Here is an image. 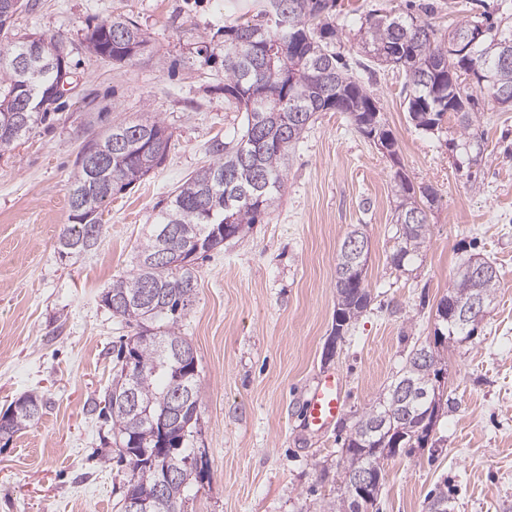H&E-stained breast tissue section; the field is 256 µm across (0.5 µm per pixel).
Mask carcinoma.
<instances>
[{
  "instance_id": "1",
  "label": "carcinoma",
  "mask_w": 512,
  "mask_h": 512,
  "mask_svg": "<svg viewBox=\"0 0 512 512\" xmlns=\"http://www.w3.org/2000/svg\"><path fill=\"white\" fill-rule=\"evenodd\" d=\"M335 0H263L264 24L240 18L224 27V99L236 104L244 113V126L237 143L229 147L216 140L212 144L215 161L187 178L174 192L166 207L137 251V270L121 277L102 296L112 315L133 320L139 327L134 338L120 345L116 373L104 404L94 403L99 414L112 418L115 447L130 466L127 492L141 498L154 496L155 469L166 459H151L161 440L170 444L182 442L173 453L172 466L181 469L178 479L166 488L159 512H170L187 489L191 478L204 479L197 465H186L192 426L198 420L201 394L198 384L197 359L191 343L177 331L179 320L186 315L197 294L195 261L206 256L205 245L215 249L221 240L215 238V227L233 230L258 222L275 201L284 185L288 167V151L303 137L318 112H345L356 130L370 140H386L391 153H396L395 140L382 124L376 100L359 80L349 73L348 63L338 51L330 49L327 39L335 35L333 25L322 21ZM15 12L0 10V147L8 146L35 124L56 110L57 101L44 109H26L24 86L31 75L13 65L14 57L32 49V35L13 32ZM96 26L88 36L95 53H105L115 63L136 60L144 52L147 40L136 23L121 15ZM484 28L480 41L484 46L476 53L477 64L490 72L494 81L479 88L493 102L500 103L499 91H512V62L504 65L500 56L512 57V28L504 31L490 22L487 13L466 15L448 33H437L433 26L412 16L393 18L371 14L361 24L362 46L369 58L405 70L411 87L408 102L410 119L415 126L431 130L442 122L448 106L457 119L459 139L451 142L452 150L469 162L484 161V151L473 126L470 105L472 95L464 90V66L448 56V42ZM132 29L137 39L130 43L124 32ZM499 45H494V42ZM68 74L67 62H58L39 72L37 81L53 84ZM14 123L10 135L1 132L6 116ZM156 137L154 152L144 159L132 154L114 156L106 176L112 180L108 192L86 179L84 170L69 188V199L82 201L84 208L72 215L73 223L63 229L58 240L59 258L92 250L102 233V206L115 191H121L146 176L165 158L170 133L158 120L113 125L91 144L100 150L109 139L122 135L128 149H136L144 132ZM394 182L402 197L398 206V247L390 256L391 263L401 268L419 256L427 234V217L420 220L410 213L421 209L420 202L434 203L435 190L430 186L415 188L401 172ZM184 253L189 259L180 266L166 267L147 263L161 250ZM484 265L490 273L468 277L456 272L448 289L450 298L481 296L495 299L499 282L496 267ZM337 304L334 331L344 336L349 324L366 311L370 292L365 285L364 268L356 267L353 258L340 248L336 259L335 280ZM413 350L401 375L391 383L388 394L378 405L364 412L344 439L343 470L339 495L328 501L323 512H368L377 499L384 480V461L417 446L424 447L438 418V410L419 408L407 417L399 395L407 382L432 388L440 375L439 353L430 350V359L419 358ZM134 388L138 409L121 400L128 388ZM46 406L44 397L29 393L13 402L0 415V441L10 439L39 420ZM377 415L387 417L385 438L365 439L360 429ZM362 469L371 471L375 486L370 499L353 505L346 500V487L351 477Z\"/></svg>"
}]
</instances>
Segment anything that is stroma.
Here are the masks:
<instances>
[{
  "label": "stroma",
  "mask_w": 512,
  "mask_h": 512,
  "mask_svg": "<svg viewBox=\"0 0 512 512\" xmlns=\"http://www.w3.org/2000/svg\"><path fill=\"white\" fill-rule=\"evenodd\" d=\"M259 10L260 0H26L15 15L16 32L63 40L72 89L49 120L0 151V411L31 392L46 401L39 421L0 449V512H120L129 467L111 420L92 403L110 387L117 350L135 329L101 295L134 272L162 200L212 163L214 140L241 130V113L224 99V28ZM406 11V0H337L331 16L395 156L358 133L348 114L317 113L275 206L196 265V299L179 331L197 357L202 404L190 447L205 478L190 482L178 512H321L336 496L342 442L339 427H302L310 386L336 374L353 426L413 347L433 342L437 304L471 256L497 267L496 297L473 335L439 345L448 407L427 447L386 462L369 512H425L440 486L449 512H512V107L475 94L487 163L469 179L448 147L458 135L454 115L437 130L417 128L404 71L362 66L364 17ZM118 14L145 33L150 56L118 65L88 48L91 29ZM146 118L172 134L164 163L113 194L94 249L60 259L83 146L111 125ZM399 170L438 197L421 254L402 270L390 262ZM357 224L369 241L372 300L327 359L336 257Z\"/></svg>",
  "instance_id": "stroma-1"
}]
</instances>
